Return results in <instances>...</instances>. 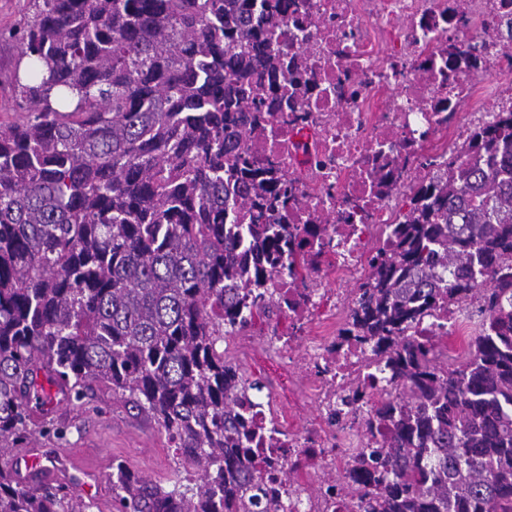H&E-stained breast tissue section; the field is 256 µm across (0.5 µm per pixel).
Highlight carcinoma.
Returning a JSON list of instances; mask_svg holds the SVG:
<instances>
[{"label": "carcinoma", "mask_w": 512, "mask_h": 512, "mask_svg": "<svg viewBox=\"0 0 512 512\" xmlns=\"http://www.w3.org/2000/svg\"><path fill=\"white\" fill-rule=\"evenodd\" d=\"M284 0H28L0 30L19 122L0 129V451L50 434L31 402L108 386L175 448L172 488L112 466L122 512H238L224 327L267 313L294 272L288 188L239 149L285 78ZM474 162L409 197L370 263L352 327L389 351L396 394L366 428L352 491L368 512H512V115L468 134ZM471 298L483 322L449 366L411 335ZM0 466V512H89Z\"/></svg>", "instance_id": "carcinoma-1"}]
</instances>
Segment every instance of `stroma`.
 Returning a JSON list of instances; mask_svg holds the SVG:
<instances>
[{"mask_svg": "<svg viewBox=\"0 0 512 512\" xmlns=\"http://www.w3.org/2000/svg\"><path fill=\"white\" fill-rule=\"evenodd\" d=\"M48 417L63 429L62 435L38 441L39 452L50 456V463L29 472L15 466L7 453L0 457V465L16 467L32 485L67 486L74 495L90 500L94 512H103L107 504L113 512L121 510L110 479L113 463L123 462L160 482L174 467L175 451L157 424L104 386H94L80 407L50 405Z\"/></svg>", "mask_w": 512, "mask_h": 512, "instance_id": "35a3bbf8", "label": "stroma"}]
</instances>
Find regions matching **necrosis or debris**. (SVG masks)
<instances>
[{"mask_svg":"<svg viewBox=\"0 0 512 512\" xmlns=\"http://www.w3.org/2000/svg\"><path fill=\"white\" fill-rule=\"evenodd\" d=\"M269 49L288 55L283 109L241 147L287 180L284 221L310 243L270 284L288 327L271 325L263 352L297 382L284 398L273 382L247 392L238 409L263 482L280 488L275 512H363L347 471L391 388L372 385L385 357L350 334L351 314L406 197L446 174L472 129L512 112V0H291ZM423 325L457 354L473 322L457 304Z\"/></svg>","mask_w":512,"mask_h":512,"instance_id":"1","label":"necrosis or debris"}]
</instances>
